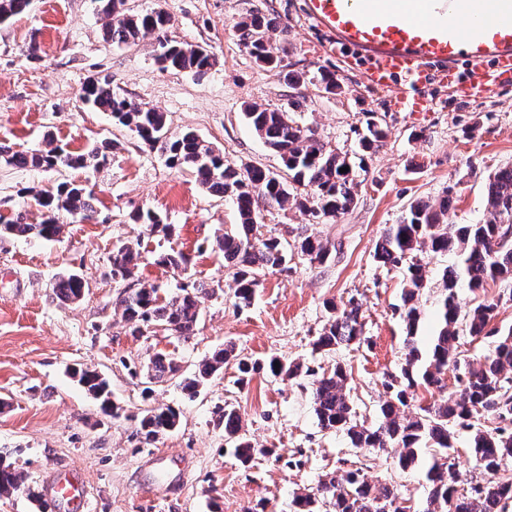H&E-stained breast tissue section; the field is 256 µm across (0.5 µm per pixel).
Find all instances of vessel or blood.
<instances>
[{"label":"vessel or blood","instance_id":"1","mask_svg":"<svg viewBox=\"0 0 512 512\" xmlns=\"http://www.w3.org/2000/svg\"><path fill=\"white\" fill-rule=\"evenodd\" d=\"M305 17L349 55L363 59V79L396 94V108L420 106L402 85L421 81L427 67L448 77L460 63L480 68L477 88L489 92L512 78V0H304ZM50 499L69 512H88L90 491L73 469L50 471Z\"/></svg>","mask_w":512,"mask_h":512}]
</instances>
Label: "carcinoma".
<instances>
[{"label": "carcinoma", "mask_w": 512, "mask_h": 512, "mask_svg": "<svg viewBox=\"0 0 512 512\" xmlns=\"http://www.w3.org/2000/svg\"><path fill=\"white\" fill-rule=\"evenodd\" d=\"M103 20V36L112 46L135 44L151 37L155 61L164 70L188 71L202 78L215 63V55L202 44L178 42L168 35L169 15L161 8L142 14L126 13V0H96ZM27 0H0V23L25 11ZM238 41L248 50L254 64L262 69L281 67L282 57L272 48L269 34L288 36V26L272 15L252 10L234 25ZM318 82L327 95L341 90L335 74L319 72ZM84 101L100 112L111 115L113 122L134 132L146 146L158 151L173 168H188L199 184L212 196L232 200L237 223L217 228L210 246L224 254V263L235 268L234 299L236 306L251 304L260 276L269 269H288V247L278 239L265 238L258 232L261 211L265 208L297 207L323 222H335L350 212L358 201L355 160L327 146L311 129L298 125L292 113L303 107L293 99L288 109L269 110L257 105L244 106V116L253 132L281 162L276 173L260 166L240 169L224 160L215 146L193 131L172 136L166 115L120 94L108 77L89 81L82 89ZM386 122L372 116L364 132L358 134V160L372 156L386 142ZM105 159L98 150L74 153L60 146H47L31 153L15 151L0 143V164L13 168L86 169ZM347 168L344 173L341 168ZM94 195L77 181H63L55 191L36 194L35 201L44 210L38 224H31L21 214L0 224V239L30 238L53 240L62 232L59 214L91 220ZM452 191H446L439 203L412 201L399 222L389 225L377 242L373 259L380 266L403 270L402 308L405 324V357L396 373H387L382 385L386 400L381 406L382 419L375 428L357 419L355 408L345 392L346 368L338 364L329 373L314 380L313 403L319 425L326 430L346 433L355 448L368 452L394 453L395 465L401 470L415 466L426 449L436 460L424 474L427 488V512H508L512 505V483L469 482L464 486L452 472L455 433L470 429L467 451L475 466L485 475H493L504 461L512 459V327L491 330L499 304L512 301V165L488 176L485 217L478 224H449L448 211L453 208ZM148 236H172L174 227L157 213L148 210L132 217ZM298 253L311 263L323 265L332 255L331 246L318 237L301 232L296 236ZM141 238L119 243L112 253V279L123 285L117 304L133 331L161 326L171 335L184 340L194 335L200 318L202 299L216 295V289L204 282L180 288L166 298L160 297L152 284L138 287L126 284L141 259ZM452 254L456 262L444 268L443 294L439 302V329L427 360L416 346L415 337L421 319L419 300L428 288L427 276L419 254ZM155 263L173 272H186L189 258L170 249L156 255ZM465 282L471 291L493 283L505 285L502 294L492 301L477 303L461 313L456 288ZM85 287L77 274L58 278L56 298L66 303L78 299ZM360 305L349 298L342 307L328 306V319L314 341L318 351H335L360 347L366 341ZM472 338H496L493 351L475 366L459 359L460 335ZM234 358L233 349L219 348L205 359L198 370L182 378V391L195 396L224 364ZM278 377L292 380L303 372L301 364L272 357L264 363ZM455 371V391L448 396L419 407L413 418L401 415L417 390L429 393L446 389L448 367ZM180 367L170 354L158 352L147 370V383L171 380ZM73 378L102 407L118 415L111 402L109 381L95 370L75 368ZM491 415L498 426L491 431L475 429V422ZM180 424V412L171 406L146 411L138 420L137 434L146 444L174 431ZM213 424L224 431V440L233 444L238 460L249 464L256 448L247 439L239 412L230 406L213 411ZM22 480L0 452V494L19 488ZM389 505L390 512H406L400 505L397 489L388 483H371L363 468L348 469L341 474L329 473L318 481L315 490L298 496L296 512H379Z\"/></svg>", "instance_id": "1"}]
</instances>
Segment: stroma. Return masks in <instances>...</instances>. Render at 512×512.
<instances>
[{
    "mask_svg": "<svg viewBox=\"0 0 512 512\" xmlns=\"http://www.w3.org/2000/svg\"><path fill=\"white\" fill-rule=\"evenodd\" d=\"M157 7L172 17L170 34L181 42L213 51L217 63L202 78L160 69L152 40L115 47L103 39L96 0H30L27 10L0 25V141L16 151L53 143L81 153L116 141L98 168L18 169L0 165V217L26 212L29 223L42 219L32 195L58 182L86 183L94 192V220L62 217L58 240H0V451L22 475L23 489L0 495V512H34L29 489L59 464L80 471L91 486L90 512H293V500L327 473L364 465L368 480L394 485L410 512L427 508L423 453L417 465L400 470L391 456L355 448L341 432L320 427L312 402V372L344 365L347 394L358 419L374 425L386 398V373L403 358L405 329L398 313L402 276L373 259L385 229L397 223L413 200H438L452 191L448 213L454 224H476L484 216L490 173L512 164V81L483 98L450 101L439 78L427 76L416 89L423 107L402 112L392 96L362 81L359 63L303 16V0H127L130 13ZM281 17L288 24L284 65L311 75L298 90L305 106L295 120L342 152H353L370 113L384 117L385 147L367 158L365 181L355 209L334 223H319L294 207L263 212L265 236L294 240L295 228L335 243L326 264L293 256L287 270L262 274L249 307L233 297V270L224 256L209 250L217 227L235 221L233 208L209 195L187 168L170 167L157 151L131 131L113 125L107 113L81 98L82 87L108 76L117 92L142 106L164 112L171 133L195 131L236 167L279 170L280 161L246 124L242 109L255 104L270 110L287 105L289 89L276 71L257 67L239 45L234 24L249 11ZM38 46L28 59L29 43ZM334 72L340 95L326 97L313 77ZM151 209L175 225L171 238L143 241L134 282L173 293L184 278L155 264L153 255L176 249L191 259L188 278L219 289L203 301L193 336L178 340L161 328L131 333L116 304L120 291L112 279L115 246L138 236L131 217ZM430 282L421 300L416 336L427 351L438 329L441 276L455 261L451 254L423 253ZM79 274L81 297L60 303L53 284L63 273ZM356 298L361 306L363 347L314 350L326 320V303ZM233 344L237 358L225 364L195 397L178 379L145 387L144 373L154 353L173 352L181 376L193 374L215 348ZM270 356L296 360L310 375L288 382L264 370L240 382L238 361ZM80 363L105 376L118 416L103 412L66 374ZM234 406L260 450L242 466L215 428L218 405ZM179 408V427L152 445L142 443L136 422L145 409ZM174 453L192 467L183 482L155 499L139 489V466L151 452Z\"/></svg>",
    "mask_w": 512,
    "mask_h": 512,
    "instance_id": "1",
    "label": "stroma"
}]
</instances>
